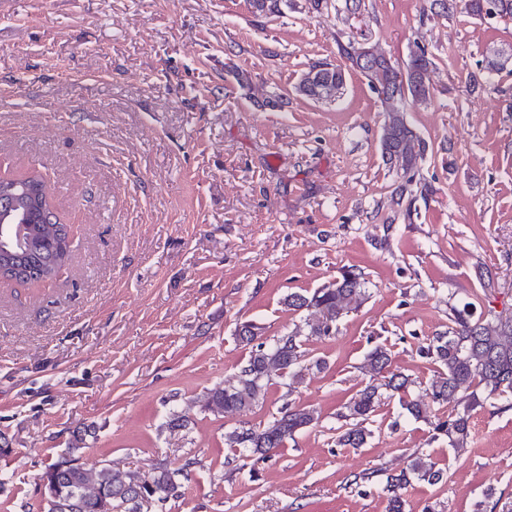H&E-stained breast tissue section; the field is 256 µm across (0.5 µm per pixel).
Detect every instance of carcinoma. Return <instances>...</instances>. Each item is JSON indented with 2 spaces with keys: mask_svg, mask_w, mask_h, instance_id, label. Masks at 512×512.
<instances>
[{
  "mask_svg": "<svg viewBox=\"0 0 512 512\" xmlns=\"http://www.w3.org/2000/svg\"><path fill=\"white\" fill-rule=\"evenodd\" d=\"M288 0H250L258 15L280 14L281 5ZM464 10L481 19L491 17L512 19V0H464ZM338 54L374 83L375 76L358 64L352 43H338ZM433 61L426 49L413 53L406 68L411 71L408 87L392 86L375 89L385 112L390 114L381 137L383 159L389 167L407 176L423 159L425 143L417 137L400 115V102L410 100L414 106L430 99V87L425 83ZM336 79L337 94L345 86L344 70L326 61L314 62L308 72ZM31 184L41 188L42 207L26 214L25 244L22 260L29 274L18 282L46 283L56 278L68 265L71 245L67 225L63 224L56 206L48 201L46 181L36 175L3 178L0 185L23 190ZM367 299L366 282L362 274L346 270L333 283L312 293L291 292L284 304L294 313H307L288 333L272 340L263 337L262 327L252 323L240 324L237 341L249 347L233 380L211 388L207 409L218 414L241 413L263 403L268 388L276 378L289 388L301 384L306 371L321 369L325 361L307 360L304 342L310 336L329 337L338 330L341 319L362 306ZM419 356L438 364L435 379L425 387L429 402L400 397L402 409L416 420L430 424L433 436H444L453 448L464 447L470 438L472 411L483 405L477 390L485 399L500 402V409H512V316H474V304L467 302L453 308L448 332L432 337L418 346ZM361 370L368 377L365 386L342 406L338 420L336 446L361 448L371 437L363 422L375 416L383 392H401L411 384L404 374L393 370L390 348L378 344L364 357ZM453 406L448 416H439L436 409ZM319 416L315 408L287 402L276 413L256 426H241L224 434V444L233 454L249 453L262 459L270 458L286 448L296 435L315 426ZM84 437L75 436V446L47 463L40 479L54 487L55 496L46 498L47 512H148L140 493L165 502L177 490V472L160 467L150 474L121 471L108 466L88 467L80 460ZM445 472L428 453L411 455L406 469L386 475L383 490L388 497L389 512H405L403 490L413 480L437 484Z\"/></svg>",
  "mask_w": 512,
  "mask_h": 512,
  "instance_id": "cac0c4a2",
  "label": "carcinoma"
}]
</instances>
